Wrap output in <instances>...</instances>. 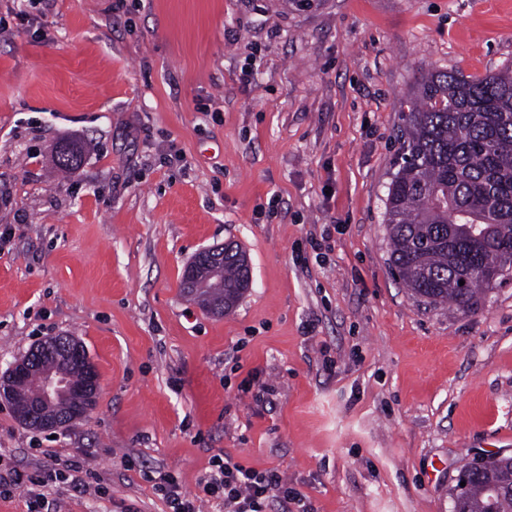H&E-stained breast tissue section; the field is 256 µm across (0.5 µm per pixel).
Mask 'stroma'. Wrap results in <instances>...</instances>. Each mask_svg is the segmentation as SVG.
Here are the masks:
<instances>
[{
    "label": "stroma",
    "instance_id": "1",
    "mask_svg": "<svg viewBox=\"0 0 512 512\" xmlns=\"http://www.w3.org/2000/svg\"><path fill=\"white\" fill-rule=\"evenodd\" d=\"M507 67L512 0H0V374L69 335L100 378L54 435L0 400V474L54 473L38 512H172L161 479L227 454L309 512H451L512 456V273L427 304L385 202L421 80ZM227 241L252 281L217 317L180 281Z\"/></svg>",
    "mask_w": 512,
    "mask_h": 512
}]
</instances>
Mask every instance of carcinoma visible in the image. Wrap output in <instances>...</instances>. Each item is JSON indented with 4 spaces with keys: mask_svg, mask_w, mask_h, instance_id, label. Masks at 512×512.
<instances>
[{
    "mask_svg": "<svg viewBox=\"0 0 512 512\" xmlns=\"http://www.w3.org/2000/svg\"><path fill=\"white\" fill-rule=\"evenodd\" d=\"M397 171L388 187L386 223L390 262L398 278L431 304L468 309L497 273L512 262V69L485 76L435 72L421 83L405 115ZM63 170L82 161L62 145ZM478 224L482 238L467 225ZM475 273L459 287V270ZM250 268L236 246L224 257V278L204 288L181 282L204 305L235 290L240 299ZM503 482L502 491L487 486ZM465 512H512V456L492 458L474 474Z\"/></svg>",
    "mask_w": 512,
    "mask_h": 512,
    "instance_id": "cac0c4a2",
    "label": "carcinoma"
}]
</instances>
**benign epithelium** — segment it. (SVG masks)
I'll return each mask as SVG.
<instances>
[{
  "label": "benign epithelium",
  "instance_id": "benign-epithelium-1",
  "mask_svg": "<svg viewBox=\"0 0 512 512\" xmlns=\"http://www.w3.org/2000/svg\"><path fill=\"white\" fill-rule=\"evenodd\" d=\"M224 273V247L199 251L186 266L188 284L205 286ZM79 351L67 336H52L40 347L16 361L0 377V398L8 402L16 415L46 430L64 429L70 416L89 411L96 403L99 377L91 364H86L84 381L74 384L65 367L71 365ZM35 380V398L19 401L13 386L20 380Z\"/></svg>",
  "mask_w": 512,
  "mask_h": 512
}]
</instances>
